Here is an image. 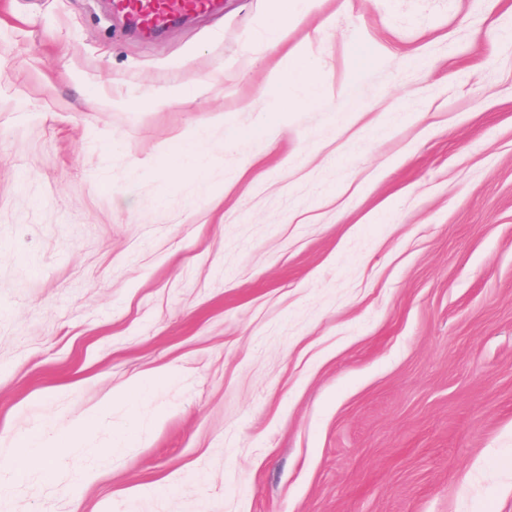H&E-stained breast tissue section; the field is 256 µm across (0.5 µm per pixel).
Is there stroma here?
Here are the masks:
<instances>
[{
    "label": "stroma",
    "mask_w": 512,
    "mask_h": 512,
    "mask_svg": "<svg viewBox=\"0 0 512 512\" xmlns=\"http://www.w3.org/2000/svg\"><path fill=\"white\" fill-rule=\"evenodd\" d=\"M111 4L0 0V512H512V0ZM113 0L115 12L129 19L139 33L152 37L181 14L208 15L218 11L222 0ZM267 14L262 18L260 27L265 34L264 50L276 51L288 35L289 16H298L296 5L288 0H269ZM308 66V60L297 54L291 56L288 64L275 71L274 78L285 91L280 101V109L283 112H300L314 100L308 95H291L288 92V89L291 90L298 84L310 82ZM60 435L50 420H46L37 428L26 441H22L25 452L19 458L9 461H0V467L14 472L20 469H36L40 466L41 457L38 448H52L57 443Z\"/></svg>",
    "instance_id": "35a3bbf8"
}]
</instances>
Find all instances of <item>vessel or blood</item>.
Segmentation results:
<instances>
[{
  "label": "vessel or blood",
  "instance_id": "1",
  "mask_svg": "<svg viewBox=\"0 0 512 512\" xmlns=\"http://www.w3.org/2000/svg\"><path fill=\"white\" fill-rule=\"evenodd\" d=\"M222 0H113L115 12L129 19L139 33L151 37L182 14L208 15L218 11Z\"/></svg>",
  "mask_w": 512,
  "mask_h": 512
}]
</instances>
